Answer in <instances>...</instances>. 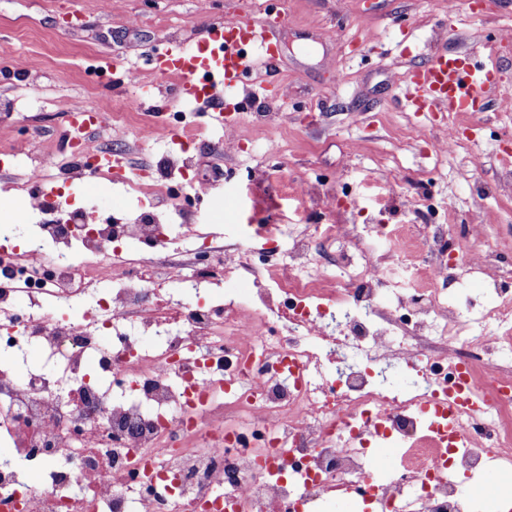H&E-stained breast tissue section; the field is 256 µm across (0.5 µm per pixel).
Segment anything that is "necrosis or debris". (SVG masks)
I'll return each instance as SVG.
<instances>
[{"instance_id": "4bbe7bcc", "label": "necrosis or debris", "mask_w": 512, "mask_h": 512, "mask_svg": "<svg viewBox=\"0 0 512 512\" xmlns=\"http://www.w3.org/2000/svg\"><path fill=\"white\" fill-rule=\"evenodd\" d=\"M129 239L162 250L168 228L63 210L24 252L0 251V444L13 450L0 512H322L359 488L368 512H464L456 470L480 473L493 454L512 469V283L488 281L497 304L472 318L474 337L453 299L456 269L487 273L493 249L434 240L438 259L387 301L380 257L336 210L270 274L253 249L217 250L201 231L190 264L163 272L128 257ZM331 245L348 274L325 290L306 270ZM228 272L251 289L224 290ZM193 280L218 296L171 300ZM82 297L80 319L59 314ZM33 346L49 370L17 377L13 356ZM393 360L415 386L375 384ZM458 378L480 401L457 410L465 448L433 434ZM384 441L403 466L374 484Z\"/></svg>"}]
</instances>
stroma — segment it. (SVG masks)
Segmentation results:
<instances>
[{
	"label": "stroma",
	"mask_w": 512,
	"mask_h": 512,
	"mask_svg": "<svg viewBox=\"0 0 512 512\" xmlns=\"http://www.w3.org/2000/svg\"><path fill=\"white\" fill-rule=\"evenodd\" d=\"M286 11L273 30L274 63L256 59L252 72L213 101L185 100L177 77L156 70L161 39L195 45L205 27L233 17L263 21ZM512 28V0H0V152L15 151L0 168V217L27 214L37 191L55 189L83 208L91 224H129L147 211L153 179L163 178L193 200L196 224L217 246L248 241L250 225L317 224L342 200L357 227L378 222L411 227L436 221L462 236L478 226L484 241L512 254V195L498 189L501 132L512 131V47L500 42ZM474 53L491 70L496 90L488 115L413 111L405 95L414 69L434 55ZM148 72L151 86L129 84L127 72ZM104 71L106 81L92 85ZM224 102L223 123L211 117ZM112 114L113 125L94 129L92 143L121 133L129 177H65L69 115L75 104ZM187 115L196 132L198 163L181 176L170 158L179 150L171 115ZM467 135L463 156L434 153L449 122ZM244 133V152L214 153L227 125ZM153 135L143 138V126ZM421 128L414 141L413 128ZM278 156L266 153L270 140ZM51 156L40 184L25 172ZM137 180L132 191L128 180ZM315 182L308 210L298 209L290 185ZM455 221H448V209ZM171 242L160 263H188L194 246L181 236L173 207L157 208Z\"/></svg>",
	"instance_id": "35a3bbf8"
}]
</instances>
